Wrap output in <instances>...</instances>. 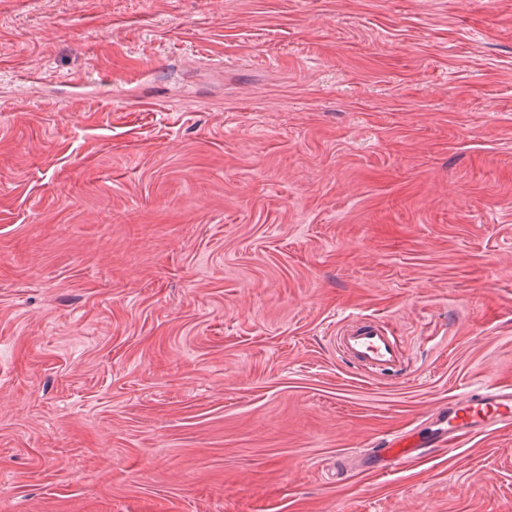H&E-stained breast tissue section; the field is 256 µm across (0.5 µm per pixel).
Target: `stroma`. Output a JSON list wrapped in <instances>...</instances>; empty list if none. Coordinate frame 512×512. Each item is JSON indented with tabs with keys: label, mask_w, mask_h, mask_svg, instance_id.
Masks as SVG:
<instances>
[{
	"label": "stroma",
	"mask_w": 512,
	"mask_h": 512,
	"mask_svg": "<svg viewBox=\"0 0 512 512\" xmlns=\"http://www.w3.org/2000/svg\"><path fill=\"white\" fill-rule=\"evenodd\" d=\"M508 377L512 0H0V512H512L336 475ZM336 351L376 378L403 371L390 331L375 318L362 316L343 322L336 330Z\"/></svg>",
	"instance_id": "1"
}]
</instances>
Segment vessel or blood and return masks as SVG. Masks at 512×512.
Here are the masks:
<instances>
[{
    "label": "vessel or blood",
    "mask_w": 512,
    "mask_h": 512,
    "mask_svg": "<svg viewBox=\"0 0 512 512\" xmlns=\"http://www.w3.org/2000/svg\"><path fill=\"white\" fill-rule=\"evenodd\" d=\"M336 350L348 362L375 377L401 371V355L388 328L379 320L358 317L336 331ZM512 427V385L488 383L468 388L417 420L411 428L390 435L383 445L356 454L361 471L383 476L401 464L428 459L444 448H461L473 439Z\"/></svg>",
    "instance_id": "obj_1"
}]
</instances>
